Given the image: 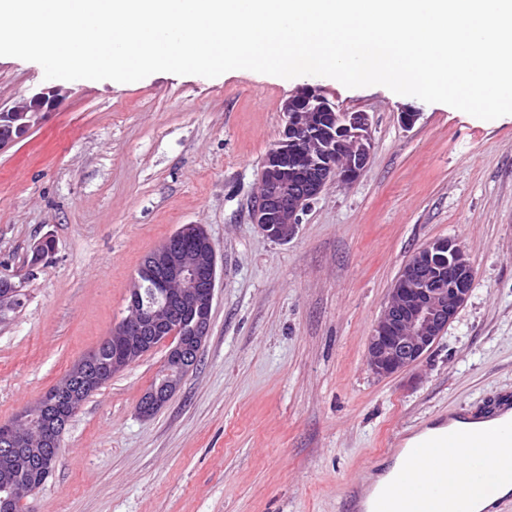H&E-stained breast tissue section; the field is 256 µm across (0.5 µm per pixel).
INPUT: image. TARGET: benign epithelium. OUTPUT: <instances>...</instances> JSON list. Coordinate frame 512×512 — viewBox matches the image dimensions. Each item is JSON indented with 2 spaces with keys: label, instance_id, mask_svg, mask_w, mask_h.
I'll return each instance as SVG.
<instances>
[{
  "label": "benign epithelium",
  "instance_id": "7a95c632",
  "mask_svg": "<svg viewBox=\"0 0 512 512\" xmlns=\"http://www.w3.org/2000/svg\"><path fill=\"white\" fill-rule=\"evenodd\" d=\"M62 88L45 87L19 106L0 107V148L24 136L52 110ZM281 138L263 161L261 190L252 218L259 231L275 242L294 237L299 213L332 183L347 184L365 169L372 148L371 120L366 112H349L315 85L299 89L283 104ZM314 141L313 153L295 170L301 184L288 178V145L299 138ZM183 240L199 245L187 250ZM217 279L214 246L199 224H186L142 260L129 291L128 314L113 328L114 353L108 366L97 353L77 362L69 376L20 415L23 426L0 425V498H17L22 475L33 468L49 474L66 417L87 395L105 385L157 345L168 353L139 409L159 411L195 366L210 329ZM474 269L464 246L451 238L421 247L402 268L380 319L368 339V366L386 378L418 363L456 317L472 291ZM22 303L20 287L0 290V313Z\"/></svg>",
  "mask_w": 512,
  "mask_h": 512
}]
</instances>
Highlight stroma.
<instances>
[{
  "label": "stroma",
  "mask_w": 512,
  "mask_h": 512,
  "mask_svg": "<svg viewBox=\"0 0 512 512\" xmlns=\"http://www.w3.org/2000/svg\"><path fill=\"white\" fill-rule=\"evenodd\" d=\"M306 84L368 112L372 149L275 242L252 209L282 105ZM47 85L39 64L0 56V106ZM63 87L0 149V277L24 300L0 320V424L111 334L143 257L182 225H204L217 281L198 363L172 398L138 411L162 344L70 419L23 512H350V482L401 434L512 392V115L253 71ZM448 237L475 270L469 298L418 364L375 376L368 336L390 288Z\"/></svg>",
  "instance_id": "obj_1"
}]
</instances>
